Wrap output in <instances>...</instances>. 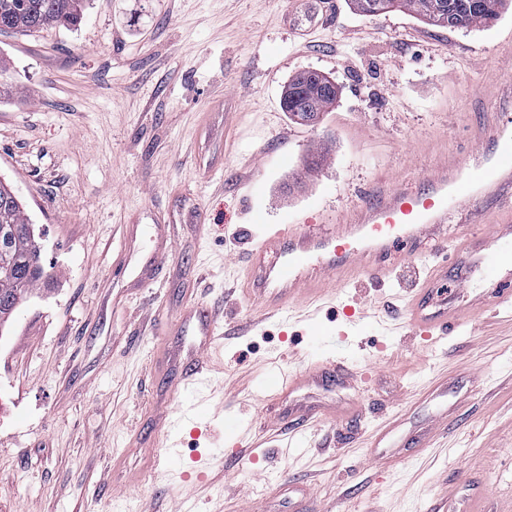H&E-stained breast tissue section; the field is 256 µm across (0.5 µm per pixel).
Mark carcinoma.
Masks as SVG:
<instances>
[{
    "label": "carcinoma",
    "instance_id": "obj_1",
    "mask_svg": "<svg viewBox=\"0 0 512 512\" xmlns=\"http://www.w3.org/2000/svg\"><path fill=\"white\" fill-rule=\"evenodd\" d=\"M84 0H0V32H32L50 26L75 27L83 15ZM354 9L366 16L390 11L407 12L440 27L469 30L497 20L507 0H351ZM290 117L306 112L305 99L297 96L296 82L288 85L281 100ZM0 224L20 227L13 245L15 261L7 275L0 271V328L17 306L45 277L41 253L36 245L30 218L11 187L0 182Z\"/></svg>",
    "mask_w": 512,
    "mask_h": 512
}]
</instances>
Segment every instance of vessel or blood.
Masks as SVG:
<instances>
[{"mask_svg":"<svg viewBox=\"0 0 512 512\" xmlns=\"http://www.w3.org/2000/svg\"><path fill=\"white\" fill-rule=\"evenodd\" d=\"M499 200L505 216L487 220L478 202ZM467 213L475 228L447 241L443 226L449 211ZM450 252L465 280L460 288H440L443 271L431 266L425 282L409 288L404 322L424 336H446L467 325L470 316L512 305V119L504 115L485 125L476 150L424 179L416 193L386 184L369 191L361 205L338 224H279L252 243L245 291L267 310L309 308L312 298L328 295L333 285L359 278L380 281L395 268L417 272L416 257L425 251ZM191 342L178 360L181 376L200 375L202 360L219 340L208 307L192 303L178 319ZM345 359L318 360L313 372L278 369L272 385L258 388V399L274 403L273 422L299 432L301 419L320 416L321 405L306 402L303 392L347 382Z\"/></svg>","mask_w":512,"mask_h":512,"instance_id":"b4317fda","label":"vessel or blood"}]
</instances>
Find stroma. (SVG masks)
<instances>
[{
    "label": "stroma",
    "instance_id": "stroma-1",
    "mask_svg": "<svg viewBox=\"0 0 512 512\" xmlns=\"http://www.w3.org/2000/svg\"><path fill=\"white\" fill-rule=\"evenodd\" d=\"M86 0L76 27L0 33L13 93L0 101V180L22 200L47 277L0 331V512H179L149 474V437L168 431L172 464L195 477L197 512H435L473 495L512 512V307L439 340L400 330L409 276L338 289L304 324L253 314L236 290L256 237L312 214L338 223L377 183L411 192L477 147L512 110V7L484 28L364 16L324 0ZM302 70L336 84L315 125L280 100ZM321 154L318 168L306 166ZM165 243L148 287L142 263ZM224 333L212 384L223 402L175 391L168 353L187 303ZM311 369L342 357L357 373L325 394L335 422L309 428L299 459L276 432L241 461L232 428L267 417L253 396L282 357ZM402 462L368 454L395 422L424 430Z\"/></svg>",
    "mask_w": 512,
    "mask_h": 512
}]
</instances>
